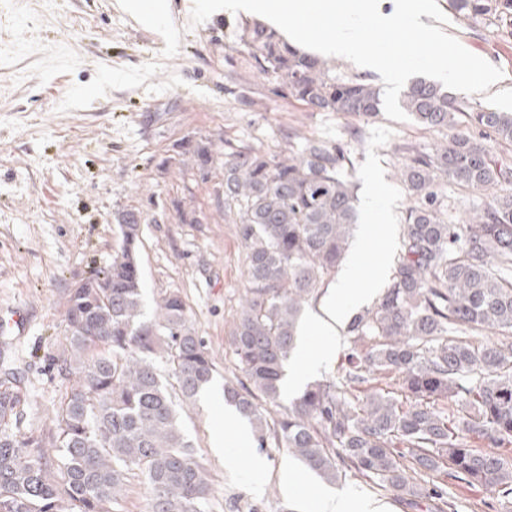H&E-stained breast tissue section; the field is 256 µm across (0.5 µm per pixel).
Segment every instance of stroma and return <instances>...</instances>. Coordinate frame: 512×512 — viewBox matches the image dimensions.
Returning <instances> with one entry per match:
<instances>
[{
    "instance_id": "1",
    "label": "stroma",
    "mask_w": 512,
    "mask_h": 512,
    "mask_svg": "<svg viewBox=\"0 0 512 512\" xmlns=\"http://www.w3.org/2000/svg\"><path fill=\"white\" fill-rule=\"evenodd\" d=\"M126 3L0 0V315L20 309L27 317L24 332L0 335V374L19 381L24 429L45 428L64 390L54 363L68 294L119 252L116 214L140 211L144 311L154 316L164 293L179 292L215 364L207 393L180 412L211 480L209 512H302L301 498L284 497L278 484L287 449H263L269 468L259 493L212 449L224 428V384L239 374L228 339L246 287V254L235 225L224 221V143L273 153L293 131L341 144L358 198L374 186L386 203L379 223L354 233L371 242L367 275L396 267L409 204L396 149L436 136L411 118L355 120L275 95L274 76L252 68L240 44L250 23L242 14L194 26L193 0H166V22L157 28ZM442 29L512 86L511 36L453 16ZM355 126L361 135L354 140L348 131ZM199 142L212 154L204 167L189 150ZM335 486L386 512H418L391 488L351 475Z\"/></svg>"
}]
</instances>
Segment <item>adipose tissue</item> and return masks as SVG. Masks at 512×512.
Masks as SVG:
<instances>
[{"label": "adipose tissue", "instance_id": "ef3b65f1", "mask_svg": "<svg viewBox=\"0 0 512 512\" xmlns=\"http://www.w3.org/2000/svg\"><path fill=\"white\" fill-rule=\"evenodd\" d=\"M437 67L457 78L468 91L494 94L500 105L512 106V87H500L496 70L481 59L471 58L470 69L464 73L458 71L451 59L439 60ZM362 255V250L354 251L340 281L329 289L327 295L307 315L303 324V335L335 339L352 309L367 296V289L358 285ZM224 422L232 426L233 435L228 438L221 433L215 434L214 447L223 456L225 469L259 479L264 475L268 464L255 450V438L250 426L231 406L224 409ZM306 512H384V508L378 502L359 498L346 490L314 487L308 494Z\"/></svg>", "mask_w": 512, "mask_h": 512}]
</instances>
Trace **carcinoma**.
Here are the masks:
<instances>
[{"label":"carcinoma","instance_id":"cac0c4a2","mask_svg":"<svg viewBox=\"0 0 512 512\" xmlns=\"http://www.w3.org/2000/svg\"><path fill=\"white\" fill-rule=\"evenodd\" d=\"M468 26L512 28V0H448ZM239 40L254 67L313 112L372 118L374 84L336 74L262 24ZM400 106L429 148L402 146L399 174L412 204L394 276L374 308L356 315L341 375L278 405L284 366L305 307L344 258L358 223L349 158L331 141L302 137L288 155L224 141V221L246 252L245 302L230 333L243 379L224 398L248 418L258 447L288 449L329 482H378L430 512H458L450 483L482 487L512 512V113L479 108L425 78ZM483 194L467 224L448 222L445 183ZM141 215L118 213L112 264L68 295V381L48 433L17 436L18 385L0 381V512H117L130 475L144 478L152 512H205L211 483L181 430L176 403L192 405L215 365L169 292L144 318L135 246ZM107 287L102 288L100 284ZM497 338L477 342L483 331Z\"/></svg>","mask_w":512,"mask_h":512}]
</instances>
